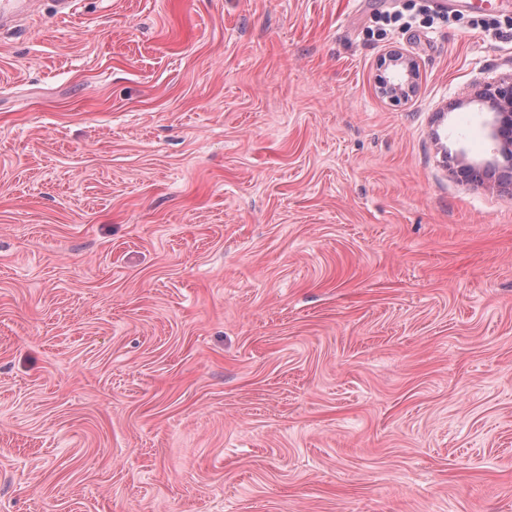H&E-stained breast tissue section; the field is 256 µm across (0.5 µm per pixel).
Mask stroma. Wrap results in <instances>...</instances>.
<instances>
[{"instance_id":"stroma-1","label":"stroma","mask_w":512,"mask_h":512,"mask_svg":"<svg viewBox=\"0 0 512 512\" xmlns=\"http://www.w3.org/2000/svg\"><path fill=\"white\" fill-rule=\"evenodd\" d=\"M412 5L0 33V512H512V6ZM481 97L489 100L493 110L492 133L499 142L498 153L503 159L512 154V81L487 86Z\"/></svg>"}]
</instances>
